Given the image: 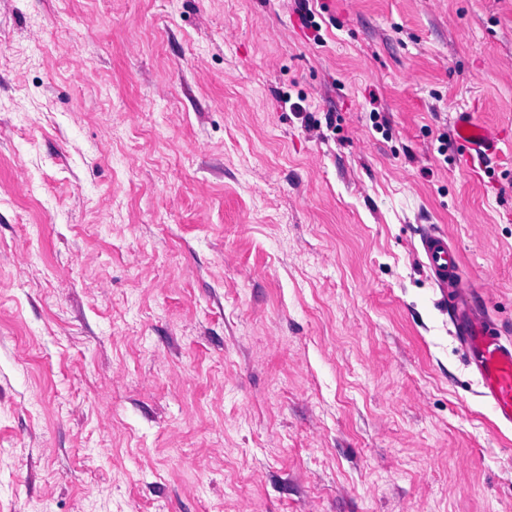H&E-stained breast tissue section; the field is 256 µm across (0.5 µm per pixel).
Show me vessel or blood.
Here are the masks:
<instances>
[{
  "label": "vessel or blood",
  "mask_w": 512,
  "mask_h": 512,
  "mask_svg": "<svg viewBox=\"0 0 512 512\" xmlns=\"http://www.w3.org/2000/svg\"><path fill=\"white\" fill-rule=\"evenodd\" d=\"M452 136L467 167H486L502 158L503 146L512 133L482 120L477 110L456 112ZM423 255L435 285L455 294L465 281L458 252L444 234L430 230L422 236ZM452 322L468 367L475 372L479 394L488 403L498 423L512 428V341L503 340L488 311L468 303H454Z\"/></svg>",
  "instance_id": "1"
}]
</instances>
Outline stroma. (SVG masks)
Segmentation results:
<instances>
[{
    "label": "stroma",
    "instance_id": "1",
    "mask_svg": "<svg viewBox=\"0 0 512 512\" xmlns=\"http://www.w3.org/2000/svg\"><path fill=\"white\" fill-rule=\"evenodd\" d=\"M309 7L0 0V512H512V0ZM478 112L481 111H456L453 120V140L469 170L476 163L483 170L492 159L503 158L502 146L512 139L506 128L486 123ZM423 255L435 285L443 292L456 294L465 287L458 252L448 245V237L430 230L422 235ZM452 322L468 367L475 372L479 395L498 423L512 428V341H504L484 308L468 303L453 305Z\"/></svg>",
    "mask_w": 512,
    "mask_h": 512
}]
</instances>
